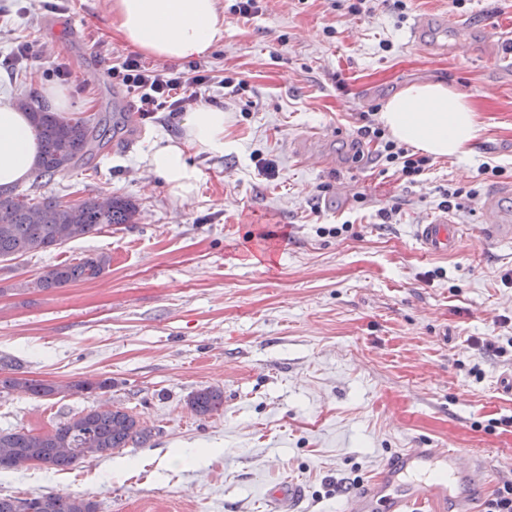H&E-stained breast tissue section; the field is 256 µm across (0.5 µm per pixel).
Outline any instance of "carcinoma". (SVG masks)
Listing matches in <instances>:
<instances>
[{
    "instance_id": "1",
    "label": "carcinoma",
    "mask_w": 512,
    "mask_h": 512,
    "mask_svg": "<svg viewBox=\"0 0 512 512\" xmlns=\"http://www.w3.org/2000/svg\"><path fill=\"white\" fill-rule=\"evenodd\" d=\"M17 105L29 112L39 134L41 150L35 164L38 180H50L90 160L110 141L102 119L95 116L71 120L54 112L36 111L25 96L18 98ZM135 215V204L123 196H112L105 206L96 196L76 202L49 197L36 201L16 191L14 185L0 186V262L59 248L112 224H130ZM110 263L111 256L106 253L87 255L74 263L46 268L31 285L42 289L63 288L92 280ZM111 388L110 378L61 385L0 370V394L22 389L35 398H46L64 389L87 393ZM188 405L197 415L211 414L224 405V392L212 387L199 389L190 396ZM151 437V429L128 411L112 406L92 407L45 433L33 434L24 429L0 431V470L42 466L64 471L87 459L109 457L120 448L142 447ZM0 512H98V503L85 496L52 493L28 498L0 496Z\"/></svg>"
}]
</instances>
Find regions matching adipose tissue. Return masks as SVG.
<instances>
[{
  "instance_id": "ef3b65f1",
  "label": "adipose tissue",
  "mask_w": 512,
  "mask_h": 512,
  "mask_svg": "<svg viewBox=\"0 0 512 512\" xmlns=\"http://www.w3.org/2000/svg\"><path fill=\"white\" fill-rule=\"evenodd\" d=\"M112 24L144 56L193 60L224 40L219 0H112ZM379 120L396 141L432 157H462L481 130L470 96L441 81L412 83L384 104ZM224 111L202 106L185 113L183 137L155 139L142 161L165 183L172 197L188 199L199 190L201 173L189 152H224ZM39 140L28 113L0 102V185L28 181Z\"/></svg>"
}]
</instances>
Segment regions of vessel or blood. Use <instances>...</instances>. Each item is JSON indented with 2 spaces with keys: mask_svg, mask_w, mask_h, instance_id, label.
<instances>
[{
  "mask_svg": "<svg viewBox=\"0 0 512 512\" xmlns=\"http://www.w3.org/2000/svg\"><path fill=\"white\" fill-rule=\"evenodd\" d=\"M430 17H418L410 29L412 46L426 53L437 51L427 38ZM487 42L493 50H512V18L488 20ZM512 194V184L498 187L482 206L483 229L488 237L512 240V225L505 223L498 198ZM417 239L424 252L435 254L452 248L456 228L450 214L433 217L418 225ZM490 487L486 461L458 448H404L396 452L381 471L349 497L345 512H416L429 503L447 506L448 512H477L475 486ZM304 489L288 481L270 491L273 512H298Z\"/></svg>",
  "mask_w": 512,
  "mask_h": 512,
  "instance_id": "b4317fda",
  "label": "vessel or blood"
}]
</instances>
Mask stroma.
I'll use <instances>...</instances> for the list:
<instances>
[{
    "mask_svg": "<svg viewBox=\"0 0 512 512\" xmlns=\"http://www.w3.org/2000/svg\"><path fill=\"white\" fill-rule=\"evenodd\" d=\"M405 4L375 0L360 17L346 0H261L250 17L226 15L223 43L200 59L216 77L201 95L224 110V152L191 151L202 184L181 202L141 162L157 135L182 136L180 116L143 119L119 84L88 73L96 43L132 52L109 0L61 11L0 0V59L16 42L32 46L25 69L0 68V97L37 108L42 88L61 83L70 118L136 130L130 151L106 148L42 193L123 195L138 207L134 223L0 268V357L34 379L112 381L90 395H1L0 431L44 432L109 405L153 434L67 471H2L1 496L85 495L99 512H268L267 491L293 479L302 512H342L395 452L445 443L512 478V360L481 347L512 335V242L481 229L487 191L512 183V68L494 59L484 20L512 17V0ZM426 14L465 17L463 29L432 33L454 53L410 45ZM227 75L245 91L222 86ZM439 80L480 114L469 156L430 159L414 184L376 160V144L355 158L361 113L377 119L402 87ZM303 150L327 165H306ZM261 157L277 176L259 172ZM444 189L460 192L457 246L428 254L416 227L439 212ZM100 252L112 262L98 278L33 287L45 267ZM204 387L223 390L224 405L199 416L188 399ZM178 453L197 460L173 464Z\"/></svg>",
    "mask_w": 512,
    "mask_h": 512,
    "instance_id": "1",
    "label": "stroma"
}]
</instances>
